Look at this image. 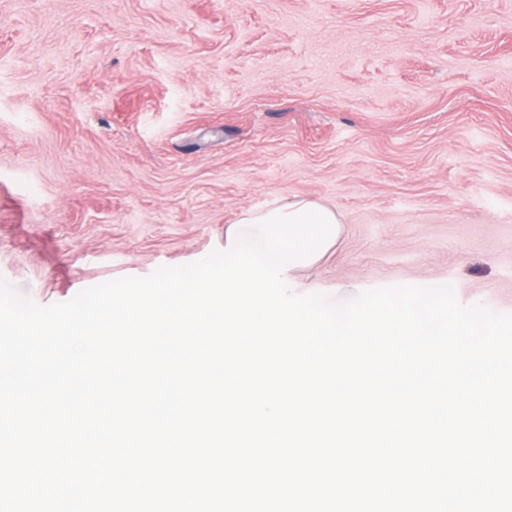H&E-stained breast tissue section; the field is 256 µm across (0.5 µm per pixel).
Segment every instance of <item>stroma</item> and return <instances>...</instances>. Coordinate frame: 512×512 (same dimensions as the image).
Returning <instances> with one entry per match:
<instances>
[{"label":"stroma","mask_w":512,"mask_h":512,"mask_svg":"<svg viewBox=\"0 0 512 512\" xmlns=\"http://www.w3.org/2000/svg\"><path fill=\"white\" fill-rule=\"evenodd\" d=\"M343 224L293 292L512 313V0H0V277L36 303Z\"/></svg>","instance_id":"35a3bbf8"}]
</instances>
